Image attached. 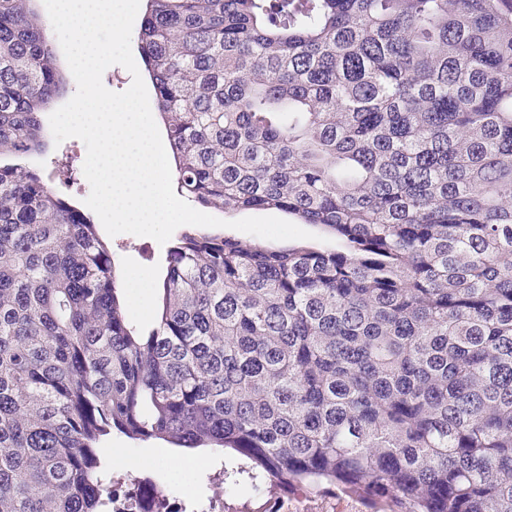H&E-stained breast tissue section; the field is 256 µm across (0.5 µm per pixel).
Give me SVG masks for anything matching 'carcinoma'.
I'll list each match as a JSON object with an SVG mask.
<instances>
[{"label": "carcinoma", "mask_w": 512, "mask_h": 512, "mask_svg": "<svg viewBox=\"0 0 512 512\" xmlns=\"http://www.w3.org/2000/svg\"><path fill=\"white\" fill-rule=\"evenodd\" d=\"M138 40L178 193L338 246L188 229L137 332L22 162L67 83L0 0V512H113L115 431L233 453L217 489L512 512V0H146Z\"/></svg>", "instance_id": "cac0c4a2"}]
</instances>
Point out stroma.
Returning <instances> with one entry per match:
<instances>
[{
  "instance_id": "35a3bbf8",
  "label": "stroma",
  "mask_w": 512,
  "mask_h": 512,
  "mask_svg": "<svg viewBox=\"0 0 512 512\" xmlns=\"http://www.w3.org/2000/svg\"><path fill=\"white\" fill-rule=\"evenodd\" d=\"M86 158V147L77 138H70L61 144H48L42 154L31 157L30 164L38 168L49 184L70 198L76 206H83L90 189L84 186L79 170ZM109 243L114 251L116 266L127 289L124 300L129 317L139 332L146 333L152 328L153 302L159 297V289L166 273L168 245L158 244L149 237L122 233L111 237ZM152 276L148 292L151 301L141 304L140 289L136 281ZM111 447L122 449L132 469L127 479L150 478L162 483L167 498L178 512H194L199 497L211 498L216 512H369L364 502L356 497L342 494L305 495L302 493L271 495L269 493H242L233 489L218 493L210 481L224 469L236 464L232 454L201 450L197 458L205 462V470L187 472L185 467L162 468L158 460L165 453V442L156 440L140 442L113 435Z\"/></svg>"
}]
</instances>
